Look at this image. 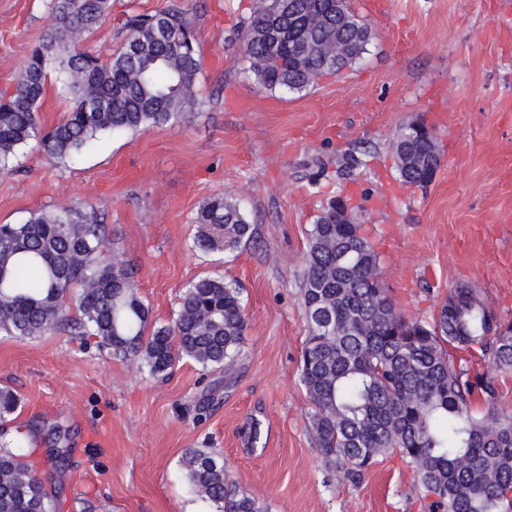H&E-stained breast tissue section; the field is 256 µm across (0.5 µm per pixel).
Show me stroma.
<instances>
[{
	"label": "stroma",
	"mask_w": 512,
	"mask_h": 512,
	"mask_svg": "<svg viewBox=\"0 0 512 512\" xmlns=\"http://www.w3.org/2000/svg\"><path fill=\"white\" fill-rule=\"evenodd\" d=\"M178 3L201 41L196 109L185 121L117 131L77 162H48L36 143L0 173V224L92 204L106 225L105 258L133 269L152 326L176 318L192 281H235L247 328L231 367L180 359L164 375L60 331L0 335V386L20 407L0 435L68 449L55 475L57 512H207L182 459L218 454L237 489L270 512H424L410 467L395 454L359 483L326 460L301 382L308 231L346 197L381 258L396 308L430 318L449 290L480 289L512 322V0H351L374 33L353 68L302 92H268L248 70L238 36L256 0H112L78 47L117 53L129 16ZM47 0H0V94L10 92L49 24ZM435 129L443 158L427 187L400 182L399 128ZM365 165L336 175L350 148ZM237 198L255 234L238 248L194 246L193 218L216 195ZM260 437H253V430Z\"/></svg>",
	"instance_id": "1"
}]
</instances>
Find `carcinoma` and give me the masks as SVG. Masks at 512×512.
I'll return each instance as SVG.
<instances>
[{
    "label": "carcinoma",
    "mask_w": 512,
    "mask_h": 512,
    "mask_svg": "<svg viewBox=\"0 0 512 512\" xmlns=\"http://www.w3.org/2000/svg\"><path fill=\"white\" fill-rule=\"evenodd\" d=\"M110 0H49V24L21 66L12 93L0 95V170L35 140L54 161H74L89 142L114 131L182 121L196 105L200 41L179 5L129 17L120 52L107 60L80 51L71 33L97 30ZM372 29L340 0H257L244 26L243 56L268 91H303L317 79L360 61L327 59L321 47L341 37L363 55ZM307 43L312 51L297 49ZM57 73L73 107L49 130L37 120L49 72ZM392 149L417 160L428 139L404 129ZM340 175L364 165L354 150L336 161ZM432 169H399L405 185L425 187ZM331 201L309 230L302 301L308 336L301 382L314 405L317 444L344 477L355 481L398 453L412 468L428 512H509L512 500V417L479 403L496 393V373L512 372V324L498 319L488 298L468 283L448 292L431 319L403 316L383 288L380 256L360 224L336 223ZM195 247L234 248L253 228L238 200L214 196L198 208ZM104 225L97 210L63 207L0 224V333L41 338L70 329L97 339L115 356L152 375L188 358L203 368L230 365L246 328L240 288L222 277L189 283L175 321L145 335L150 310L137 296L128 264L104 260ZM80 289L78 315L67 294ZM489 372L472 370L473 359ZM17 393L0 387V420L14 415ZM28 437L0 439V512H55L53 470L31 460ZM190 486L215 512H269L239 493L224 462L194 450L183 459Z\"/></svg>",
    "instance_id": "cac0c4a2"
}]
</instances>
